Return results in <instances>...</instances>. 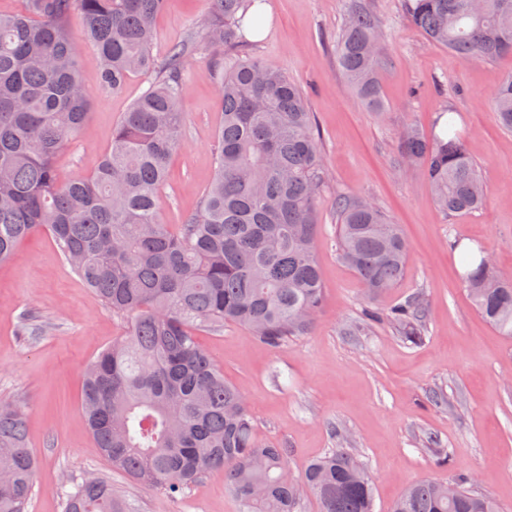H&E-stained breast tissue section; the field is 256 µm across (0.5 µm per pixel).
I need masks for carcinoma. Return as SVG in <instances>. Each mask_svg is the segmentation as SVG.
<instances>
[{
  "label": "carcinoma",
  "mask_w": 512,
  "mask_h": 512,
  "mask_svg": "<svg viewBox=\"0 0 512 512\" xmlns=\"http://www.w3.org/2000/svg\"><path fill=\"white\" fill-rule=\"evenodd\" d=\"M0 13V263L27 238L51 237L72 271L112 314L124 335L89 363L81 406L91 436L112 468L134 481L181 494L204 475L224 473L247 512H296L303 491L317 512H374V483L344 448L310 460L302 477L288 469V449L260 440L245 396L224 381L196 341V331L234 324L276 347L309 333L323 304L316 259L325 180L315 119L306 93L288 76L244 56L239 46L252 0H207L201 38L217 74L222 121L214 175L198 208L179 224L163 221L158 193L168 161L184 142V78L189 44L153 55L154 20L166 0H23ZM409 22L432 44L465 62L512 54V0H404ZM336 61L350 88L373 112L384 108L379 72L383 23L364 0H344ZM79 16L80 26L71 28ZM101 61L99 87L118 93L134 75L153 77L112 130V144L90 174L59 180L54 159L89 118L79 71L82 46ZM494 111L512 132V73ZM406 166L419 169L448 216L480 209L479 170L448 122L436 142L415 128L400 135ZM337 247L374 296L399 285L409 244L374 203L336 198ZM459 277L476 311L512 336V279L488 255ZM419 296L381 315L415 336L427 318ZM37 467L26 413L0 403V512H25ZM472 476L409 485L391 512H500L472 493ZM64 512H126L112 482L95 477L64 494Z\"/></svg>",
  "instance_id": "1"
}]
</instances>
